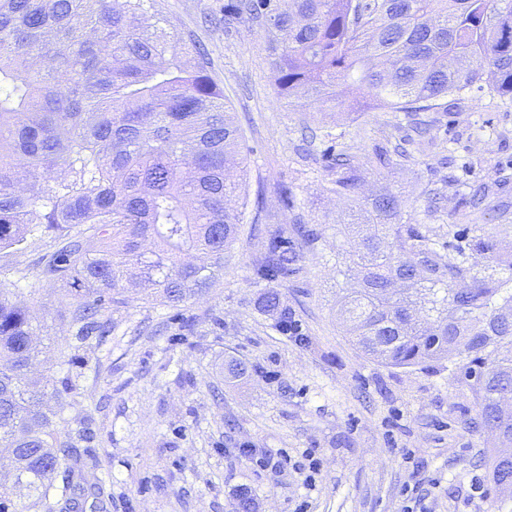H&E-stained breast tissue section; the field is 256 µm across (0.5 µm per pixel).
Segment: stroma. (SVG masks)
I'll return each instance as SVG.
<instances>
[{
	"label": "stroma",
	"instance_id": "35a3bbf8",
	"mask_svg": "<svg viewBox=\"0 0 512 512\" xmlns=\"http://www.w3.org/2000/svg\"><path fill=\"white\" fill-rule=\"evenodd\" d=\"M152 11L207 47L209 74L243 130V220L223 271L177 308L124 293L108 312L110 333L80 345L69 280L43 274L57 242L0 251V280L16 284L41 325L32 372H57L61 350L80 347L106 512H238L244 492L255 512H512V500L499 502L494 490L472 495L471 476L488 474L492 437L469 387L450 380L444 361L424 370L366 357L336 311V288L352 285L338 255L353 240L336 233L350 201L327 190L328 148L336 141L371 153L405 114L289 111L257 23L225 29L224 0H153ZM425 118L431 130L410 145L412 160L362 169L363 190L392 187L416 222L430 189L441 188V222L488 224L512 240V101L472 90ZM283 186L292 207L280 200ZM298 221L322 233L282 288L302 343L255 308L262 244ZM232 358L257 373L227 384ZM252 448L265 460L249 456ZM309 450L318 462L311 486L294 468Z\"/></svg>",
	"mask_w": 512,
	"mask_h": 512
}]
</instances>
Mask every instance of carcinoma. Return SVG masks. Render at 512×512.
Here are the masks:
<instances>
[{"mask_svg": "<svg viewBox=\"0 0 512 512\" xmlns=\"http://www.w3.org/2000/svg\"><path fill=\"white\" fill-rule=\"evenodd\" d=\"M152 0H0V250L53 232L62 241L45 268L72 280L85 342L110 332L102 311L135 284L178 307L207 290L224 268L242 213L241 128L208 73L206 49L149 14ZM257 22L272 51L274 86L296 111L354 109L372 101L394 112L441 107L476 89L512 96V0H229L224 28ZM358 157L332 155L328 191L350 197ZM341 230L359 237L345 257L359 288L336 291L346 332L370 358L427 369L446 360L467 383L485 427L512 443V243L473 224L474 265L438 248L429 224L404 220L400 197L381 188L354 200ZM314 228L277 229L255 264L266 282L259 312L283 334L302 335L280 287L297 277L296 238ZM37 319L0 283V457L15 482L0 483V512H17L14 488L32 493L26 509L73 512L101 498L88 451L84 390L66 371L28 374ZM254 371L232 359L229 384ZM59 409L43 408L47 388ZM77 427H72V424ZM67 431L55 445L54 436ZM491 454L490 481L509 461ZM61 473V482L52 475Z\"/></svg>", "mask_w": 512, "mask_h": 512, "instance_id": "1", "label": "carcinoma"}]
</instances>
